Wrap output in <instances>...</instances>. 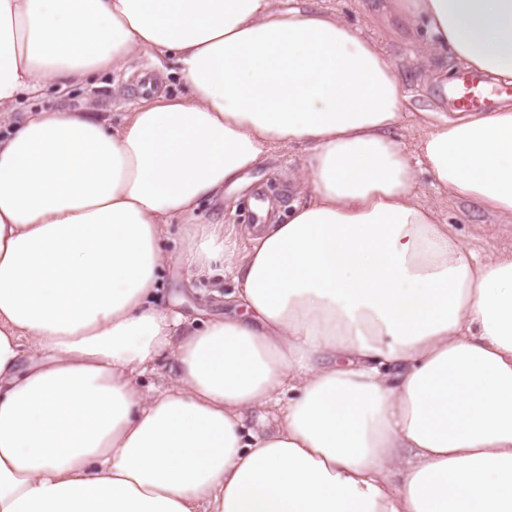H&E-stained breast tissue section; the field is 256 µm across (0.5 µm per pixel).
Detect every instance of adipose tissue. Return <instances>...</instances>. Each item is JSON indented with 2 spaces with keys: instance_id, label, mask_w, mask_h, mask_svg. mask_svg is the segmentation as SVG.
Instances as JSON below:
<instances>
[{
  "instance_id": "ef3b65f1",
  "label": "adipose tissue",
  "mask_w": 512,
  "mask_h": 512,
  "mask_svg": "<svg viewBox=\"0 0 512 512\" xmlns=\"http://www.w3.org/2000/svg\"><path fill=\"white\" fill-rule=\"evenodd\" d=\"M403 32L512 79V0H385ZM169 59L183 94L119 125L84 107L0 138V512H512V256L416 202L419 171L512 216V107L395 139V64L338 16L274 0H0V113ZM286 222L200 224L285 145ZM231 274L230 312L162 305V249ZM171 357L169 386L136 382ZM288 394L276 427L248 411Z\"/></svg>"
}]
</instances>
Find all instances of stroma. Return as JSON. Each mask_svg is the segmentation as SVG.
Masks as SVG:
<instances>
[{
    "label": "stroma",
    "instance_id": "obj_1",
    "mask_svg": "<svg viewBox=\"0 0 512 512\" xmlns=\"http://www.w3.org/2000/svg\"><path fill=\"white\" fill-rule=\"evenodd\" d=\"M296 3L339 15L361 37L376 40L391 56L408 96L407 115L395 128L394 136L408 151H415L423 134L418 120L420 113L449 111L446 81L456 78L462 71L461 66L446 56L439 60L437 74L425 77L428 62L419 47L386 34L373 12V0H276L277 6L283 9ZM146 74L165 94L174 96L185 90L179 76L155 71L151 56L139 53L122 70L96 74L86 83L71 88L65 97L56 93L53 81L44 80L40 93L24 92L18 96L11 120L16 123L33 112L74 108L82 103L92 105L106 118L120 120L135 100L133 84ZM304 155V149L297 145L279 147L267 162L247 175L240 188L225 193L220 200H202L196 212L200 222L235 225L240 242H247L252 226V201L269 203L279 213L288 214L291 204L298 198L290 176ZM416 193L419 199L437 204L443 219L452 224L462 242L477 253L512 255L511 221L486 213L477 204L461 203L441 193L424 171L418 175ZM187 278L182 266L175 263L169 266L161 289L163 304L180 310L196 322L210 314H223L224 297L234 288L231 276L200 277L191 289L186 286Z\"/></svg>",
    "mask_w": 512,
    "mask_h": 512
}]
</instances>
